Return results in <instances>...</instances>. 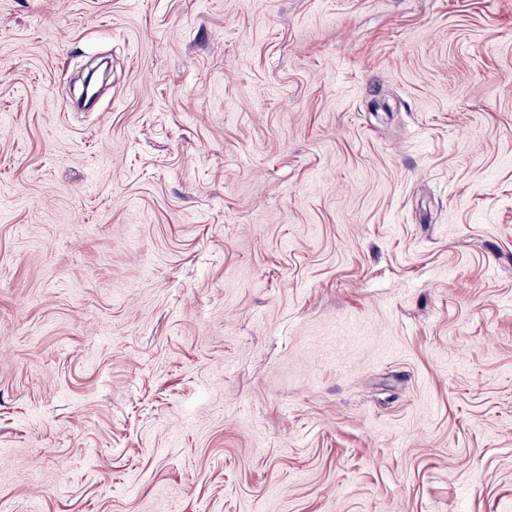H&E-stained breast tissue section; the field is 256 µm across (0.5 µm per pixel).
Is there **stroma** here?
<instances>
[{"label":"stroma","mask_w":512,"mask_h":512,"mask_svg":"<svg viewBox=\"0 0 512 512\" xmlns=\"http://www.w3.org/2000/svg\"><path fill=\"white\" fill-rule=\"evenodd\" d=\"M0 512H512V0H0Z\"/></svg>","instance_id":"obj_1"}]
</instances>
